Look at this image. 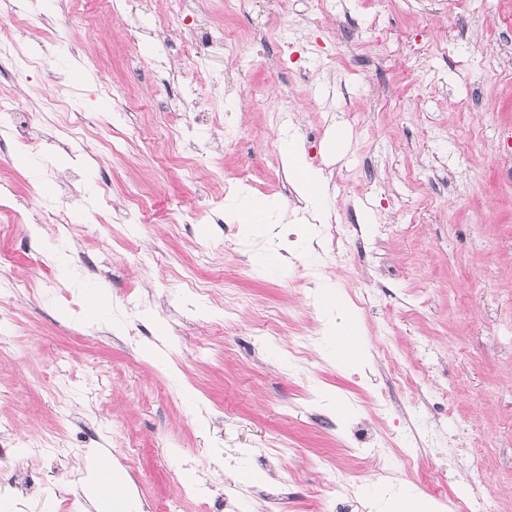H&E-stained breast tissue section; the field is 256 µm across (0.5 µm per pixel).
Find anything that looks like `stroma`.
I'll list each match as a JSON object with an SVG mask.
<instances>
[{"label":"stroma","mask_w":512,"mask_h":512,"mask_svg":"<svg viewBox=\"0 0 512 512\" xmlns=\"http://www.w3.org/2000/svg\"><path fill=\"white\" fill-rule=\"evenodd\" d=\"M191 7L213 35L244 33L232 55L199 67L175 0L133 19L124 0L0 17L50 51L22 79L0 59V109L20 108L32 135L0 134V334L15 342L0 449L16 462L0 482L19 488L5 512H96L86 488L104 458L122 484L113 512H206L182 495L205 485L234 512H319L328 495L343 512L335 469L370 512L396 496L457 512L462 490L512 512V0ZM288 133L322 170L327 210L269 271L256 258L281 240L232 203L305 215ZM113 137L120 153L101 144ZM34 265L29 288H2ZM90 283L106 302L94 320ZM347 324L359 350L342 359ZM32 432L47 456H29ZM360 436L386 463L417 460L379 479Z\"/></svg>","instance_id":"35a3bbf8"}]
</instances>
